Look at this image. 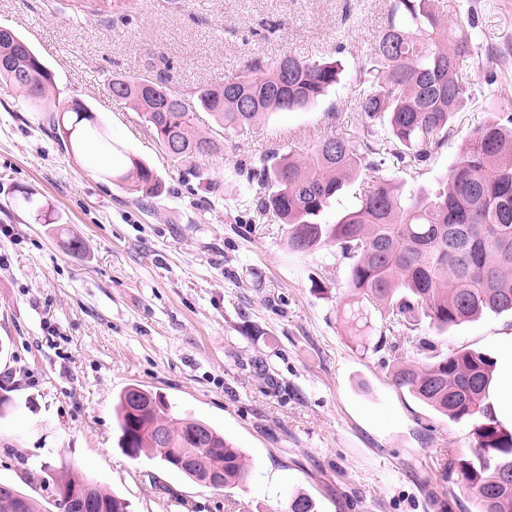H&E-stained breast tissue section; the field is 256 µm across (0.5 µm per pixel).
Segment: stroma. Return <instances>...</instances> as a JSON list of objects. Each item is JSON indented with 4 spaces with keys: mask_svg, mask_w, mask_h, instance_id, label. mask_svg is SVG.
I'll return each mask as SVG.
<instances>
[{
    "mask_svg": "<svg viewBox=\"0 0 512 512\" xmlns=\"http://www.w3.org/2000/svg\"><path fill=\"white\" fill-rule=\"evenodd\" d=\"M471 14L476 95L418 171L383 175L409 195L447 173L465 138L512 112V0H443ZM389 0H128L126 17L74 0H0V24L26 38L54 76L56 98L80 99L112 141L153 167L162 194L142 201L93 162L62 150L38 113L0 89V482L43 488L63 465L128 500L130 512H475L448 477V455H472L474 423L452 421L391 374L415 343L369 310L372 338L349 336L351 259L327 244L288 249V227L260 214L261 158L330 134L359 132L351 75L384 29ZM160 52L148 61L146 48ZM336 59L344 75L317 105L270 115L195 169L165 157L143 119L112 97V75L161 74L171 87L221 81L250 57ZM44 203L46 220L16 204ZM85 243L73 252L65 229ZM386 343L375 346L376 337ZM420 339L442 353L502 360L512 313H488ZM131 384L162 393L241 448L246 489L194 483L118 446L114 405Z\"/></svg>",
    "mask_w": 512,
    "mask_h": 512,
    "instance_id": "35a3bbf8",
    "label": "stroma"
}]
</instances>
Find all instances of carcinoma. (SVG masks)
Instances as JSON below:
<instances>
[{"label": "carcinoma", "mask_w": 512, "mask_h": 512, "mask_svg": "<svg viewBox=\"0 0 512 512\" xmlns=\"http://www.w3.org/2000/svg\"><path fill=\"white\" fill-rule=\"evenodd\" d=\"M472 16L448 22L440 0H392L384 30L366 60L355 70L353 84L361 126L371 130L387 117L390 147L362 135H331L274 162L260 160L253 176L269 193L258 209L289 226L288 248L309 254L334 242L352 259L348 287L375 309L386 312L390 326L414 339L420 317L439 330L483 313L512 312V113L473 131L464 152L436 183L407 198L381 175L387 160L414 170L426 162L448 135L455 115L474 96L465 67ZM340 62L288 52L269 62L259 57L224 75L221 83L195 86L188 95L225 131L242 132L262 117L314 105L340 81ZM150 83L178 99L161 109L143 94ZM0 85L23 97L43 123L58 134L60 146L82 150L94 137L105 151L114 145L88 107L71 99L62 108L46 107L54 96L52 72L34 50L13 56L0 68ZM112 96L141 114L164 155L174 162L195 161L220 151L221 143L196 128L195 112L183 93L171 90L162 76L116 75ZM177 147L169 148L172 143ZM105 177L155 197L162 189L156 171L129 153ZM362 183L357 205L332 224L322 220L336 195ZM347 331L357 336L368 326L364 309L344 312ZM423 361H401L394 385L451 420L476 421V453L451 455L448 473L457 474L472 493L477 512H512V430L506 429L487 403L495 362L483 352L460 350L429 354ZM119 445L176 470L191 481L220 487L247 484L251 470L242 449L202 420L178 415L165 396L139 385L118 394ZM179 454L200 460L180 467ZM61 480L89 487L105 512H127L128 503L75 469L64 468ZM0 512H42L37 499L19 489L0 498ZM288 512H314L305 493H296Z\"/></svg>", "instance_id": "obj_1"}]
</instances>
